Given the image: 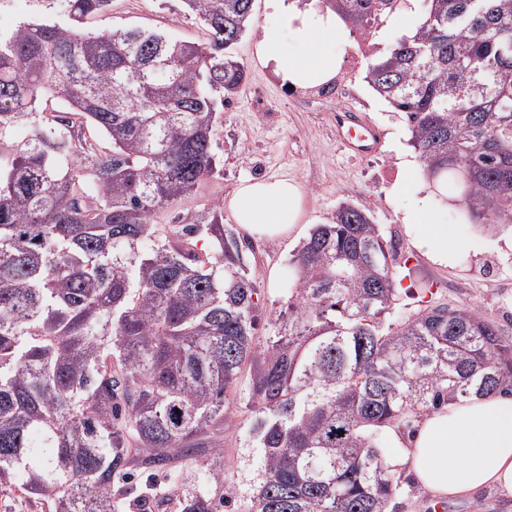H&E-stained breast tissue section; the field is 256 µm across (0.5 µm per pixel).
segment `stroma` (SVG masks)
<instances>
[{
	"label": "stroma",
	"instance_id": "stroma-1",
	"mask_svg": "<svg viewBox=\"0 0 512 512\" xmlns=\"http://www.w3.org/2000/svg\"><path fill=\"white\" fill-rule=\"evenodd\" d=\"M265 0H256L248 30L234 46V56L247 71L240 86L221 112L214 136L215 152L223 171L221 178L206 183L195 196L179 202L174 210L160 213L157 224L170 222L173 214L191 217L213 206H225L238 186L247 179L287 178L305 192L308 224L332 222L340 205L367 209L384 238L395 246L400 261L410 271L403 279L397 313L411 315L426 306L449 305L473 310L498 327L503 338L512 340V232L491 234L484 224L458 225L465 236L481 239L483 248L459 253L447 266L435 263L413 243L414 232L404 222L415 204L412 192H396L406 168L405 161H418L410 145L403 113L395 111L365 82L372 53H384L402 36L404 29L381 18L370 35L351 31V48L335 82V96L324 91L291 92L283 88L255 57L256 33L273 23ZM94 29L140 27L159 29L170 37L206 44L205 30L186 11L181 0H112V9L93 20ZM341 110L360 113L384 132L381 149L368 157H356L336 138L335 114ZM244 261L260 285L258 335H266L278 314L286 281L271 283V271L285 273L300 240L272 242L242 236ZM248 413L239 399H231L223 425L212 428L206 446L224 451V480L232 483L243 472V450L239 438ZM178 468L166 471L140 469L125 483L117 498L116 512H143L141 497L152 485L179 491L183 485ZM400 494L389 512H512V495L489 488L477 494L438 500L419 488L406 467H395Z\"/></svg>",
	"mask_w": 512,
	"mask_h": 512
}]
</instances>
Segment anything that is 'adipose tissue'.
I'll use <instances>...</instances> for the list:
<instances>
[{
  "mask_svg": "<svg viewBox=\"0 0 512 512\" xmlns=\"http://www.w3.org/2000/svg\"><path fill=\"white\" fill-rule=\"evenodd\" d=\"M274 24L264 26L255 43L259 62L282 85L311 90L330 83L340 71L349 45V28L323 0H268ZM312 45L305 56H292L286 38ZM403 188L418 191L415 208L404 221L416 226L415 245L445 264L459 252L477 249L459 235L432 204L419 165L408 164ZM304 193L288 179L247 180L227 207L247 233L271 241L298 236L304 217ZM391 460L405 465L414 480L436 498L468 496L486 488L512 495V396L471 398L429 412L410 441L393 435Z\"/></svg>",
  "mask_w": 512,
  "mask_h": 512,
  "instance_id": "obj_1",
  "label": "adipose tissue"
}]
</instances>
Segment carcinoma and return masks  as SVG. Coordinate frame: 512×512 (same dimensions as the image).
<instances>
[{"instance_id": "1", "label": "carcinoma", "mask_w": 512, "mask_h": 512, "mask_svg": "<svg viewBox=\"0 0 512 512\" xmlns=\"http://www.w3.org/2000/svg\"><path fill=\"white\" fill-rule=\"evenodd\" d=\"M0 26V487L47 512H115L129 467L203 475L178 512H386L400 490L377 432L512 392V342L461 307L393 322L389 250L349 204L289 261L265 336L259 287L224 215L154 217L221 176L220 106L255 0H182L208 46L156 30L90 31L112 0H31ZM368 33L399 0H329ZM422 22L367 65L412 145L471 218L512 225V0H423ZM199 236L210 249H190ZM241 447L224 486V424L244 368Z\"/></svg>"}]
</instances>
